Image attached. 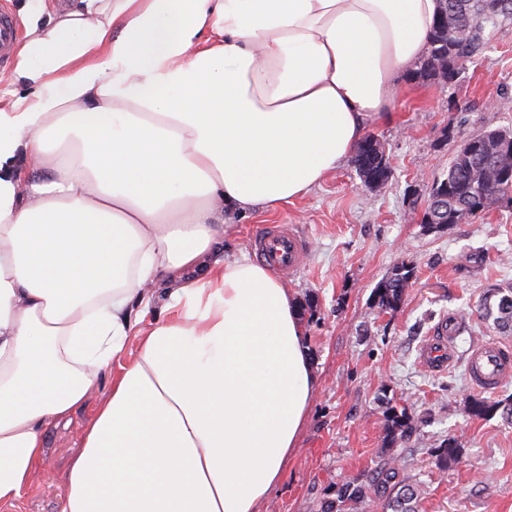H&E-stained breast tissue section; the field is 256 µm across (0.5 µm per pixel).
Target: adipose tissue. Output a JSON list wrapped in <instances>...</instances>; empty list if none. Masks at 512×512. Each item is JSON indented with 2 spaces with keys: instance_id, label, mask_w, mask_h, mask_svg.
I'll return each instance as SVG.
<instances>
[{
  "instance_id": "1",
  "label": "adipose tissue",
  "mask_w": 512,
  "mask_h": 512,
  "mask_svg": "<svg viewBox=\"0 0 512 512\" xmlns=\"http://www.w3.org/2000/svg\"><path fill=\"white\" fill-rule=\"evenodd\" d=\"M29 0L0 105V512L112 371L59 512H261L320 387L294 292L225 214L336 172L439 0ZM162 300L163 316L140 328Z\"/></svg>"
}]
</instances>
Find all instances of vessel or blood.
Segmentation results:
<instances>
[{"label":"vessel or blood","instance_id":"b4317fda","mask_svg":"<svg viewBox=\"0 0 512 512\" xmlns=\"http://www.w3.org/2000/svg\"><path fill=\"white\" fill-rule=\"evenodd\" d=\"M252 249L261 262L284 277L300 270L306 261L304 240L281 224L265 225L253 238ZM461 327L457 318L442 320L421 350V360L426 368L441 371L452 363L454 341ZM467 374L474 388L495 391L512 378V348L495 341L477 343L468 354Z\"/></svg>","mask_w":512,"mask_h":512}]
</instances>
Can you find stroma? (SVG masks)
Wrapping results in <instances>:
<instances>
[{"label": "stroma", "mask_w": 512, "mask_h": 512, "mask_svg": "<svg viewBox=\"0 0 512 512\" xmlns=\"http://www.w3.org/2000/svg\"><path fill=\"white\" fill-rule=\"evenodd\" d=\"M501 127H512V25L452 84L403 79L391 111L367 129L391 164L383 187L365 186L349 161L284 207L225 216L226 252L250 253L251 236L266 224L288 225L309 248L306 266L287 284L321 385L265 512H324L343 484L367 485L386 470L414 487L416 512H512V420L498 411L473 416L480 394L466 374L474 342L512 346V328H497L482 306L490 290L512 287V205L492 204L451 226L420 221L460 142ZM401 265L413 270L403 301L382 310L375 289ZM448 317L463 327L454 363L435 374L420 350ZM391 405L412 424L392 443ZM96 406L89 400L46 427L45 474L15 512H57L81 451L79 430ZM451 438L460 455L448 466L440 453Z\"/></svg>", "instance_id": "35a3bbf8"}]
</instances>
